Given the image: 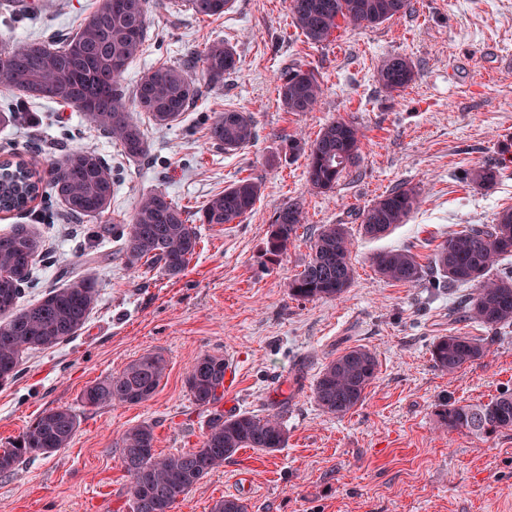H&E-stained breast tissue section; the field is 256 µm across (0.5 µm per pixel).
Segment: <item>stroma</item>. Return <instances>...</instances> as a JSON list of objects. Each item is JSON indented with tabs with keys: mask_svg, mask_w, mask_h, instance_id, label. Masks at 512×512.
Wrapping results in <instances>:
<instances>
[{
	"mask_svg": "<svg viewBox=\"0 0 512 512\" xmlns=\"http://www.w3.org/2000/svg\"><path fill=\"white\" fill-rule=\"evenodd\" d=\"M45 11L13 25L22 41L74 32L96 0H48ZM412 10L374 28L340 27L313 44L295 28L285 0H234L231 10L195 18L181 0L148 16L151 39L124 74L134 88L161 63L179 65L187 50L222 40L237 52L220 88L201 84L194 105L166 127L145 122V160L118 146L80 112L43 99L0 127V154L38 139L40 161L83 145L103 157L115 180L111 220H129L142 195L158 189L188 214L242 177L261 186L240 221L199 225L197 254L179 275L129 267L109 222L68 220L60 201L45 214L0 213V233L23 225L39 233L44 253L21 304L44 290L94 275L98 298L77 336L29 350L15 381L0 385V449L17 441L45 410L70 409L80 421L68 447L0 474V512H124L128 478L118 446L130 427H154L155 448L173 454L198 447L211 410L195 404L186 371L203 354L224 356L235 370L218 408L268 413L286 401L285 448L239 450L177 504L174 512H211L232 495L248 512H512V430L479 438L441 426L440 405L488 402L512 388V326L489 330L458 320V288L404 286L372 266L383 250L406 249L427 263L437 244L471 224L492 223L512 206V0H411ZM410 57L417 76L393 95L377 72L391 55ZM303 63L317 70L324 94L314 112L284 111L281 74ZM232 109L250 115L257 138L225 151L208 144L207 121ZM359 127L361 161L321 193L306 181L305 160L289 138L313 141L336 118ZM497 167L495 187H473L469 174ZM420 194L408 222L381 239L364 237L362 212L391 189ZM300 203L304 225L287 253L266 251L273 216ZM344 224L353 246V281L341 297L297 300L288 284L312 255V234ZM494 336L487 355L454 375L434 368L435 337ZM362 346L378 373L362 405L343 416L321 412L312 387L324 365ZM146 353L161 355L166 376L135 406H84L89 385Z\"/></svg>",
	"mask_w": 512,
	"mask_h": 512,
	"instance_id": "obj_1",
	"label": "stroma"
}]
</instances>
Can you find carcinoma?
Wrapping results in <instances>:
<instances>
[{
    "mask_svg": "<svg viewBox=\"0 0 512 512\" xmlns=\"http://www.w3.org/2000/svg\"><path fill=\"white\" fill-rule=\"evenodd\" d=\"M197 16L219 17L229 0H187ZM150 0H97L78 30L57 42H13L0 45V89L18 93L20 99H48L81 112L97 130L119 145L130 161H141L149 146L134 117L143 112L154 124L169 126L195 102L199 87L196 68L212 86L236 69V52L224 41H214L199 55L185 54L179 66L162 63L149 70L133 88L123 84L129 64L143 52L148 40ZM411 0H287L297 29L313 43L328 40L344 22L354 28L375 27L406 13ZM411 58L388 57L377 82L391 94L415 80ZM287 112L316 109L323 94L317 71L299 65L286 70L277 86ZM207 140L224 150H236L257 137L250 116L235 110L214 113L206 127ZM288 151L305 157L306 179L322 193L335 189L344 173L361 157L360 130L344 118L325 124L309 145L288 140ZM499 170L479 167L471 181L480 189L497 183ZM260 185L241 178L213 195L194 217H189L161 190H153L136 204L130 221L112 225V236L122 241L121 251L130 266L140 262L158 265L168 274H180L196 253L199 224H230L250 213L260 197ZM113 193L112 171L95 152L71 147L55 160L37 168L16 153L0 161V211L22 212L35 200L54 196L74 220L109 218ZM419 206L413 187L397 186L373 201L362 214L361 227L371 238H381L407 221ZM303 223V211L291 203L276 212L267 240L268 251L284 254ZM16 227L0 234V275L6 297L0 298V373L4 382L15 380L23 354L51 348L77 335L97 301V281L81 276L62 288H51L41 298L18 307L22 287L42 252L41 239ZM351 241L343 224H325L313 233L312 256L289 283L290 295L302 300L338 298L353 279ZM512 256V207L499 211L490 224L474 225L436 246L429 267L408 250L376 254L379 276L402 285L419 283L427 274L445 288L476 285L475 293L459 302L463 317L497 329L512 325V272L493 274L499 260ZM489 351L483 338L450 334L431 344L433 366L454 374ZM377 360L356 346L325 364L312 395L322 412L343 416L363 404L366 390L377 374ZM227 363L219 355L204 354L189 366L185 385L195 401L210 407L223 399L216 389L224 386ZM163 357L148 353L110 378L87 387L82 395L88 407L106 404L139 405L150 400L165 376ZM439 422L450 430H465L489 437L512 430V390H504L486 403H448L437 411ZM79 428L77 416L67 408L43 411L27 426L19 444L0 452V473L26 459L50 455L67 447ZM288 436L277 413L248 412L226 415L215 411L207 421L200 446L178 454L162 455L155 449L154 428L142 423L127 429L119 448L121 465L129 477L130 512H172L194 485L224 464L242 448L273 452L285 446ZM212 512H248L237 497L218 500Z\"/></svg>",
    "mask_w": 512,
    "mask_h": 512,
    "instance_id": "carcinoma-1",
    "label": "carcinoma"
}]
</instances>
